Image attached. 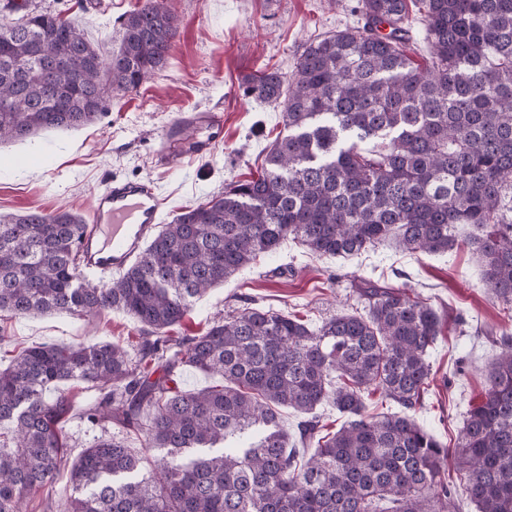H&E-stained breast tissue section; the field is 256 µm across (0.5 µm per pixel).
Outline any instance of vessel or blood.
<instances>
[{
	"label": "vessel or blood",
	"mask_w": 512,
	"mask_h": 512,
	"mask_svg": "<svg viewBox=\"0 0 512 512\" xmlns=\"http://www.w3.org/2000/svg\"><path fill=\"white\" fill-rule=\"evenodd\" d=\"M223 116L192 112L180 116L171 127L161 150L160 162L169 168L183 166L182 131L190 127L222 128ZM160 200L152 181H112L93 199L84 250L90 267L108 278L132 263L159 223Z\"/></svg>",
	"instance_id": "vessel-or-blood-1"
}]
</instances>
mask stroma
<instances>
[{"mask_svg":"<svg viewBox=\"0 0 512 512\" xmlns=\"http://www.w3.org/2000/svg\"><path fill=\"white\" fill-rule=\"evenodd\" d=\"M143 0H30L83 29L102 56L121 40V21ZM178 34L163 70L134 91L112 96L94 122L0 145V215L70 211L88 217L93 197L112 179L152 180L165 220L206 201L225 184L257 177L281 112L247 95L243 79L261 68L291 71L303 45L362 25L358 0H163ZM184 112H218L224 137L213 153L179 169L158 159L166 129ZM458 228L460 246L437 255L407 252L385 241L352 256L317 257L296 242L242 269L197 300L177 327L195 336L214 320L259 308L302 319L310 327L363 307L360 281L405 288L441 318L430 352L432 379L414 412L441 443L454 444L462 415L481 392L499 349V330L512 332V307L488 290L482 268ZM15 348L39 344L113 342L133 347L141 326L114 309L99 316H0Z\"/></svg>","mask_w":512,"mask_h":512,"instance_id":"stroma-1","label":"stroma"}]
</instances>
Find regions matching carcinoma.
<instances>
[{"label": "carcinoma", "instance_id": "cac0c4a2", "mask_svg": "<svg viewBox=\"0 0 512 512\" xmlns=\"http://www.w3.org/2000/svg\"><path fill=\"white\" fill-rule=\"evenodd\" d=\"M358 2L363 26L306 43L288 73L246 76L256 101L282 107L286 129L261 176L180 213L118 278L95 283L85 269L81 217L0 216L1 313L119 309L143 328L133 355L112 342L35 345L0 369V512H21L53 482L71 404L51 390L70 380L93 388L81 418L102 434L71 463L65 512H448L460 484L477 512H512L511 333L452 449L409 415L431 379L440 317L404 289L366 288L364 312L316 329L250 309L170 335L196 300L290 238L319 257L387 239L439 254L467 224L487 287L512 303V0ZM412 6L430 45L422 62L407 38ZM4 9L22 15L0 22V144L91 123L109 93L166 65L178 30L145 0L106 62L60 15L17 0ZM184 366L223 384L183 392ZM372 390L404 412L366 416ZM325 405L344 422L322 436ZM279 407L308 416L300 437L314 450L302 462ZM114 424L165 453L143 467Z\"/></svg>", "mask_w": 512, "mask_h": 512}]
</instances>
